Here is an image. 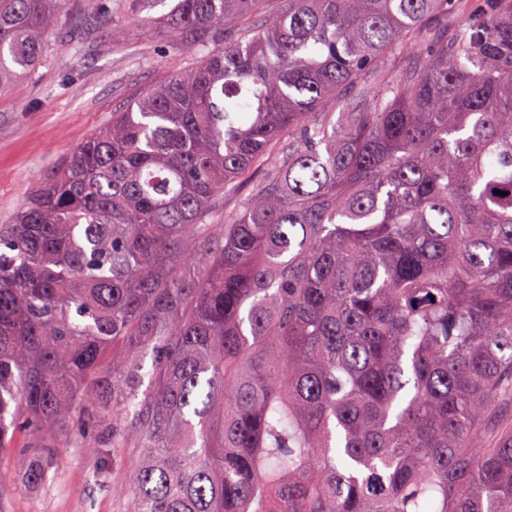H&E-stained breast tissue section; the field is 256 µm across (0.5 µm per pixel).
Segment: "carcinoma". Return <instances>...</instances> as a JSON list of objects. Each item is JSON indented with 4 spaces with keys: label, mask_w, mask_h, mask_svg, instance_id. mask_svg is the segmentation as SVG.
<instances>
[{
    "label": "carcinoma",
    "mask_w": 512,
    "mask_h": 512,
    "mask_svg": "<svg viewBox=\"0 0 512 512\" xmlns=\"http://www.w3.org/2000/svg\"><path fill=\"white\" fill-rule=\"evenodd\" d=\"M146 2L193 66L0 226V449L36 448L0 489L127 427L130 512H512V0H288L236 34L266 0ZM68 6L0 0V84ZM286 0H270L265 3L263 14L253 18H234L228 23V27L235 31H240L247 27L257 26L264 19L276 16L285 8ZM486 5L484 0H460L450 3L449 18L460 24L476 14L483 12ZM259 175L260 171L254 173L253 176L247 182L239 186L238 191L236 193L230 195L225 194L224 198L217 202L216 221L213 224L224 223V210L226 212H230L234 211L235 209H241L246 199L253 192Z\"/></svg>",
    "instance_id": "1"
}]
</instances>
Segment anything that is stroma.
Wrapping results in <instances>:
<instances>
[{
	"mask_svg": "<svg viewBox=\"0 0 512 512\" xmlns=\"http://www.w3.org/2000/svg\"><path fill=\"white\" fill-rule=\"evenodd\" d=\"M107 3V11L94 13L86 0H71L37 70L0 87V225L12 223L35 182L113 113L194 59L159 34L111 44L108 30L133 21L123 0ZM140 459L133 437L103 456L93 448L59 449L54 481L0 491V512H127L125 491Z\"/></svg>",
	"mask_w": 512,
	"mask_h": 512,
	"instance_id": "35a3bbf8",
	"label": "stroma"
}]
</instances>
